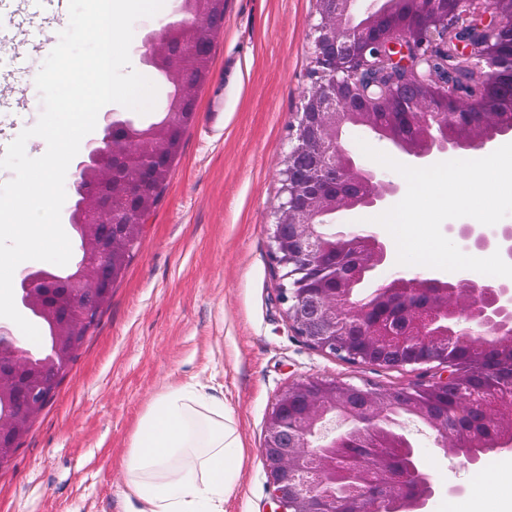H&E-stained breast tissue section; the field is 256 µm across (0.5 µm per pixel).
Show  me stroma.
<instances>
[{
	"instance_id": "obj_1",
	"label": "stroma",
	"mask_w": 512,
	"mask_h": 512,
	"mask_svg": "<svg viewBox=\"0 0 512 512\" xmlns=\"http://www.w3.org/2000/svg\"><path fill=\"white\" fill-rule=\"evenodd\" d=\"M182 12L164 0L134 25L131 66L144 76V35ZM316 0H225L197 116L184 133L166 188L138 250L70 364L54 398L0 468V512H128L125 457L131 436L164 388L194 384L224 402L244 445L240 481L226 512H275L265 469L266 420L278 393L306 377L389 390L433 372L350 364L309 346L279 299L283 270L270 257L279 170L310 82L308 25ZM57 38L59 25L29 0L0 5V139L16 138L41 114L26 62L12 38ZM223 128L208 130L213 106ZM439 488L429 512H512V469L498 457L481 468L444 453L432 431L405 421ZM452 485L463 493L449 494Z\"/></svg>"
}]
</instances>
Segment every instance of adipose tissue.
I'll return each mask as SVG.
<instances>
[{
    "mask_svg": "<svg viewBox=\"0 0 512 512\" xmlns=\"http://www.w3.org/2000/svg\"><path fill=\"white\" fill-rule=\"evenodd\" d=\"M241 443L223 401L190 384L149 405L125 465L130 512H224L240 477Z\"/></svg>",
    "mask_w": 512,
    "mask_h": 512,
    "instance_id": "ef3b65f1",
    "label": "adipose tissue"
}]
</instances>
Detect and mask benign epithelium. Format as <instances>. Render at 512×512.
<instances>
[{
    "instance_id": "7a95c632",
    "label": "benign epithelium",
    "mask_w": 512,
    "mask_h": 512,
    "mask_svg": "<svg viewBox=\"0 0 512 512\" xmlns=\"http://www.w3.org/2000/svg\"><path fill=\"white\" fill-rule=\"evenodd\" d=\"M318 22L311 26L313 81L303 93L302 111L292 127V147L282 161L280 200L274 208L270 253L285 269L280 298L294 332L311 347L349 363L391 368L435 365L431 383L389 391L336 380L307 377L282 390L265 427L263 455L278 512H423L435 483L414 449L404 464L391 468L373 456L354 475L357 494L342 501L314 490L318 481L346 474L336 464L338 449L350 438L382 431L387 412L397 408L436 435L443 448L471 445L469 462L486 454L512 452V437L492 448L469 442L473 421L500 423L512 412V399L478 397L469 385L477 372L498 368L500 344L512 341V281L448 284L413 270L383 272L392 247L375 227L350 225L330 236L323 217L340 211L384 207L402 192L401 183L365 165L348 147L346 134L371 129L402 157L404 164L427 167L438 156L490 151L512 134V96L498 98L495 86L512 72V54L500 44L512 36V0H371L361 22L348 21L355 0H317ZM224 28V19L196 6L143 43L171 44L181 30ZM462 113L485 116L480 135L457 138ZM119 110L103 113L99 134L87 141L69 183L68 210H76L74 231L110 229L120 223L112 210L110 182L115 159L127 141L113 138ZM416 131L418 141L402 135ZM138 142L137 166L127 177L139 187V169L150 162L148 136L126 126ZM461 250L504 249L512 256V227L466 224L449 228ZM53 267L24 268L16 284L29 297L46 283ZM375 291L358 297L355 284L366 273ZM112 263L103 246L93 261L70 274L74 304L87 315L103 303V283ZM52 354L43 364L58 371L72 359L73 330L52 327ZM478 348L467 364L454 352L456 341ZM22 354L0 357V396L8 377L28 370ZM454 393L457 411L436 417L426 407L442 390ZM43 407L32 395L17 411L0 413V442L15 438ZM352 422L347 433L336 421Z\"/></svg>"
}]
</instances>
